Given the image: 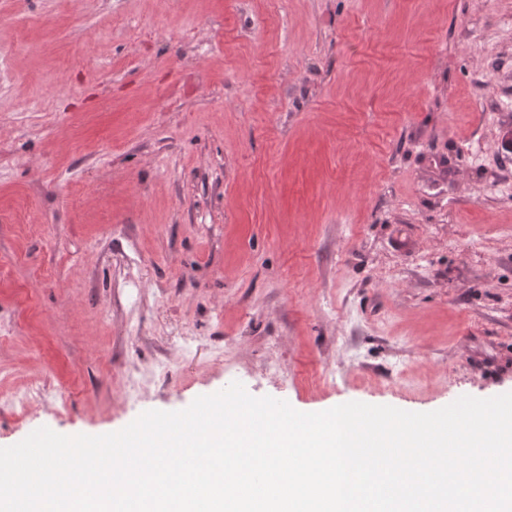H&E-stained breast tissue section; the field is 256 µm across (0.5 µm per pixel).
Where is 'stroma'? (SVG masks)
I'll list each match as a JSON object with an SVG mask.
<instances>
[{
	"label": "stroma",
	"instance_id": "35a3bbf8",
	"mask_svg": "<svg viewBox=\"0 0 512 512\" xmlns=\"http://www.w3.org/2000/svg\"><path fill=\"white\" fill-rule=\"evenodd\" d=\"M509 137L512 0H0V447L512 392Z\"/></svg>",
	"mask_w": 512,
	"mask_h": 512
}]
</instances>
